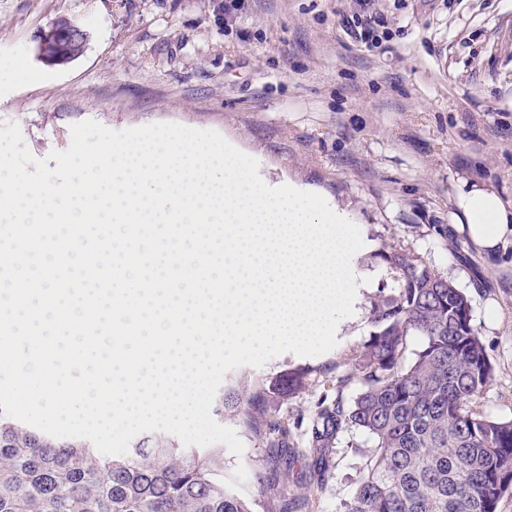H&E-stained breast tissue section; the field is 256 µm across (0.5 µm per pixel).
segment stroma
Returning a JSON list of instances; mask_svg holds the SVG:
<instances>
[{
	"label": "stroma",
	"instance_id": "35a3bbf8",
	"mask_svg": "<svg viewBox=\"0 0 512 512\" xmlns=\"http://www.w3.org/2000/svg\"><path fill=\"white\" fill-rule=\"evenodd\" d=\"M0 0V121L20 127L38 159L65 150L71 125L113 130L174 122L219 132L259 162L271 187L319 189L358 224L364 252L393 244L450 277L471 301L472 324L495 366L480 408L512 418V239L495 253L455 223L458 178L512 199V0H371L384 33L367 47L341 28L357 0ZM85 25L82 56L51 66L35 52L53 21ZM355 314L338 344L315 357L287 353L226 373L250 386L302 368L305 385L279 413L311 419L331 380L361 384L351 358L373 330L382 270L355 268ZM242 456L225 454L224 484L271 512L283 494L309 512L352 498L372 441L344 433L325 486L310 458L276 468L261 437L232 416ZM245 481L234 478L237 465Z\"/></svg>",
	"mask_w": 512,
	"mask_h": 512
}]
</instances>
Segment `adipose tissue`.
Here are the masks:
<instances>
[{
  "mask_svg": "<svg viewBox=\"0 0 512 512\" xmlns=\"http://www.w3.org/2000/svg\"><path fill=\"white\" fill-rule=\"evenodd\" d=\"M455 205L463 229L477 247L492 252L512 237V202L493 189L460 181Z\"/></svg>",
  "mask_w": 512,
  "mask_h": 512,
  "instance_id": "adipose-tissue-1",
  "label": "adipose tissue"
}]
</instances>
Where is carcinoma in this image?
I'll list each match as a JSON object with an SVG mask.
<instances>
[{
  "instance_id": "1",
  "label": "carcinoma",
  "mask_w": 512,
  "mask_h": 512,
  "mask_svg": "<svg viewBox=\"0 0 512 512\" xmlns=\"http://www.w3.org/2000/svg\"><path fill=\"white\" fill-rule=\"evenodd\" d=\"M359 264L385 272L371 310L374 331L356 361L361 389L349 403H316L309 447L318 472L340 436L360 430L373 447L353 497L340 512H497L512 493V419L479 410L494 365L472 325L471 303L454 282L394 245ZM408 336L423 344L404 359ZM304 386L287 373L246 394L228 387L219 414L235 413L263 433L276 461L292 464L290 422L271 415ZM0 512H253L224 487V451L181 448L145 437L123 456L84 441L32 431L0 415Z\"/></svg>"
}]
</instances>
